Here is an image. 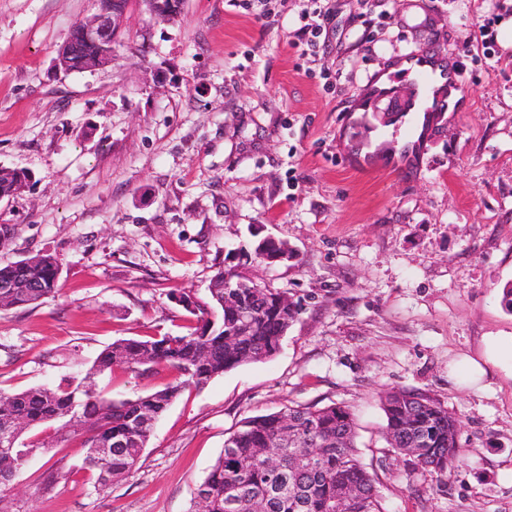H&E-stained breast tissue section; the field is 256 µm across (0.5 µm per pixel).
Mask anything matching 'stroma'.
Listing matches in <instances>:
<instances>
[{
  "mask_svg": "<svg viewBox=\"0 0 512 512\" xmlns=\"http://www.w3.org/2000/svg\"><path fill=\"white\" fill-rule=\"evenodd\" d=\"M494 2L391 0L374 42L332 46L312 78L288 45L298 0L265 22L228 0H183L170 20L133 0L111 65L72 73L55 59L93 0H0V166L30 176L0 201V265L47 253L60 268L42 304L0 310V395L81 379L115 340L184 332L172 294L206 297L256 229L295 257L249 276L302 304L272 358L182 391L108 488L74 469L80 439L27 430L0 512H197L241 421L334 402L388 512H512V16L502 65L462 55ZM410 51L462 57L463 93L417 171L354 165L357 95ZM176 377L116 367L97 383L133 398ZM398 388L459 418L445 474L387 445L380 397Z\"/></svg>",
  "mask_w": 512,
  "mask_h": 512,
  "instance_id": "obj_1",
  "label": "stroma"
}]
</instances>
